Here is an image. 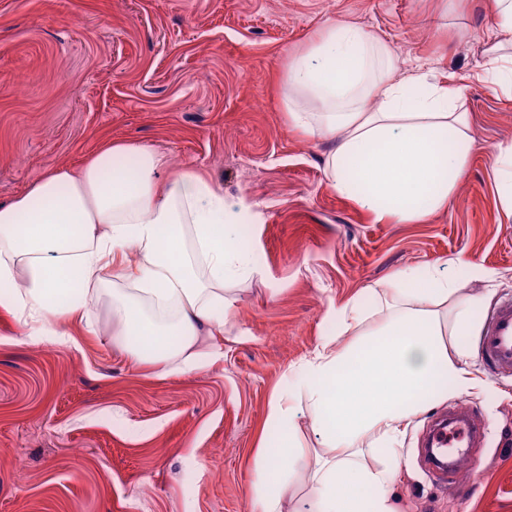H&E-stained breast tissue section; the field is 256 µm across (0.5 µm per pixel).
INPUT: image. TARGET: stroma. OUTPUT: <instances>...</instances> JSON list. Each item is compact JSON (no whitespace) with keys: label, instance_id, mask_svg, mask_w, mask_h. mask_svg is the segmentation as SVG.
Returning a JSON list of instances; mask_svg holds the SVG:
<instances>
[{"label":"stroma","instance_id":"35a3bbf8","mask_svg":"<svg viewBox=\"0 0 512 512\" xmlns=\"http://www.w3.org/2000/svg\"><path fill=\"white\" fill-rule=\"evenodd\" d=\"M491 0H0V203L52 169L80 167L110 142L147 144L166 174L193 170L251 213L243 233L256 274L227 282L224 355L165 374L112 334L107 303L90 323L61 322L69 343H33L0 308V512H250L251 464L273 395L313 357L328 314L408 267H436L483 305L470 336L512 299V215L499 200L493 148L512 141V100L479 75ZM384 38L400 71L451 77L471 117L472 150L447 208L420 224H376L338 194L329 142L288 126L293 55L335 22ZM488 272L469 279L465 263ZM465 392L431 403L402 440L398 512H512V376L477 355ZM463 403L485 446L453 477L431 474V421ZM288 482L309 512L319 439Z\"/></svg>","mask_w":512,"mask_h":512}]
</instances>
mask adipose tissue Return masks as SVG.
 I'll return each mask as SVG.
<instances>
[{"instance_id":"adipose-tissue-1","label":"adipose tissue","mask_w":512,"mask_h":512,"mask_svg":"<svg viewBox=\"0 0 512 512\" xmlns=\"http://www.w3.org/2000/svg\"><path fill=\"white\" fill-rule=\"evenodd\" d=\"M484 79L512 99V0H492ZM390 46L355 24H331L288 68L283 97L293 129L333 141L325 171L337 192L377 224H415L443 209L471 153L461 90L416 66L396 77ZM164 155L108 143L80 168L59 167L0 204V307L29 336L65 340L57 320L112 305L114 336L170 374L218 357L202 336L223 335L232 307L226 281L256 273L239 236L243 205L193 172L158 181ZM117 285L105 287L106 277ZM433 268L398 270L372 292L377 328L353 299L330 313L336 332L270 403L277 432L252 459L251 512H284L288 474L301 455L299 409L327 455L313 472L312 512H396L391 488L401 438L424 405L469 385V335L479 309Z\"/></svg>"}]
</instances>
